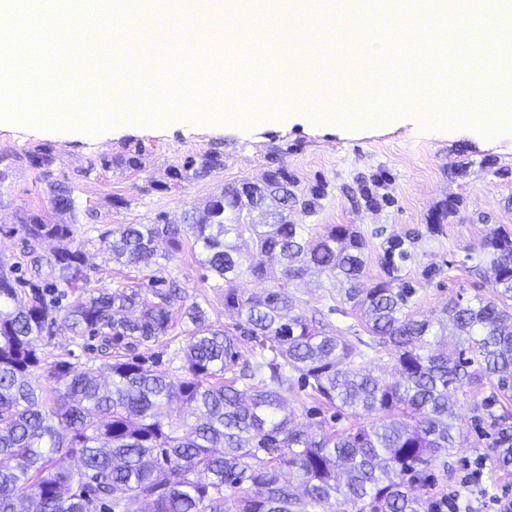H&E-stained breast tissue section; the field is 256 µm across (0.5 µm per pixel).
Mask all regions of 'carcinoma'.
<instances>
[{
  "label": "carcinoma",
  "mask_w": 512,
  "mask_h": 512,
  "mask_svg": "<svg viewBox=\"0 0 512 512\" xmlns=\"http://www.w3.org/2000/svg\"><path fill=\"white\" fill-rule=\"evenodd\" d=\"M142 147L104 161L142 168ZM224 168V155L208 151L170 168L179 181L203 179ZM296 182L282 167L261 184L228 186L201 210L171 224H127L103 236L112 261L154 264L155 245L179 252L193 238L198 263L224 282V310L235 330L211 324L197 302L184 304L181 288L154 274L149 284L79 295L62 303L59 284L86 278L83 246L71 245L72 225L47 213L20 216L21 262H0V512H18L22 497L36 512H115L138 501L145 512H436L428 495L433 461L457 448L460 432L449 391L465 382L496 379L512 393V307L480 295L448 305L463 340L448 354L435 349L445 327L405 311L412 290L397 267L363 287L365 243L351 224L316 237L290 219L300 205ZM52 214L75 219L73 189L56 183ZM46 240L64 246L44 256ZM491 258V284L512 301V234L494 230L480 244ZM48 267L47 277L41 276ZM279 276L261 294L246 296L243 275ZM316 270L331 280L364 320L373 345L396 362L385 382L360 362L359 345L330 334L298 309L291 281ZM185 321L184 376L173 381L147 366L139 348L156 344ZM63 323L77 337L100 340L110 383L94 368L58 355L42 358L38 337ZM250 345L251 356L242 353ZM41 374L44 382L34 380ZM316 401L350 411L356 428L309 433L286 411L280 391L294 383ZM250 390L243 399L239 386ZM177 400L192 408L171 418ZM494 463L512 466V416L489 414ZM70 458L78 467L69 469Z\"/></svg>",
  "instance_id": "carcinoma-1"
}]
</instances>
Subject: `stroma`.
I'll list each match as a JSON object with an SVG mask.
<instances>
[{"label": "stroma", "instance_id": "1", "mask_svg": "<svg viewBox=\"0 0 512 512\" xmlns=\"http://www.w3.org/2000/svg\"><path fill=\"white\" fill-rule=\"evenodd\" d=\"M138 145L145 150L141 170L113 164L114 156ZM40 149L51 154L52 180H44L40 169L24 159L25 153ZM215 149L224 154L223 169L202 180L170 182L172 165ZM0 154L12 159L8 185L0 189V259L5 262L20 255V237L11 231L18 218L45 208L52 182L73 188L78 204L73 239L86 249L89 276L70 289L73 298L132 285L147 275L142 267L112 262L101 233L124 224H149L160 214L182 223L186 210L204 207L224 187L259 181L277 166L288 170L301 194L318 184L325 188L324 196L294 217L308 225L311 236L333 224L354 225L366 244V282L382 275L390 242H404L410 257L401 263L399 275L415 291L410 306L419 318L439 317L459 297H493L480 241L493 229L512 233V133L487 139L471 127L433 130L409 119L364 134L298 121L245 128L129 126L94 135L28 125L0 128ZM105 158L111 167L102 166ZM444 207L447 218L429 230L432 214ZM158 251L161 276L176 281L187 302L199 303L213 324H235V316L224 310L223 289L200 268L191 248L171 254L162 243ZM316 281L309 275L290 285L302 311H319L343 338L367 337L364 322L341 302L337 289L317 287ZM36 345L46 359L66 354L76 366H98L100 380L109 378L92 340L73 337L64 326L38 338ZM496 392L495 382L486 379L454 391L461 444L445 461L433 463L432 497L458 489L460 477L478 460L485 487H512V468H498L490 455L494 435L489 414H512V399ZM281 396L287 410L311 431L355 425L351 416L312 399L309 390L296 386L282 390Z\"/></svg>", "mask_w": 512, "mask_h": 512}]
</instances>
